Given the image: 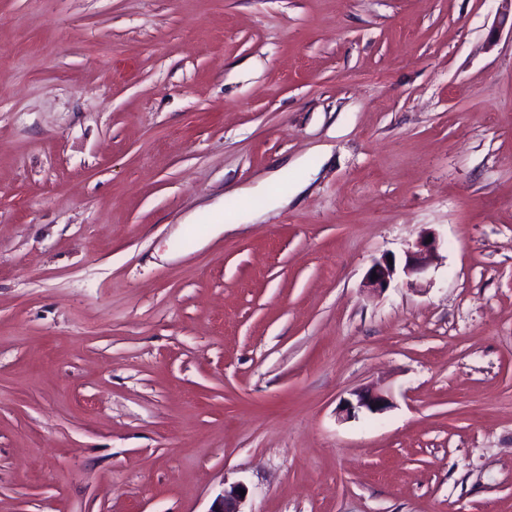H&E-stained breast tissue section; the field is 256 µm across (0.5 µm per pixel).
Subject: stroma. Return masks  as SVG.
Wrapping results in <instances>:
<instances>
[{"label":"stroma","instance_id":"stroma-1","mask_svg":"<svg viewBox=\"0 0 512 512\" xmlns=\"http://www.w3.org/2000/svg\"><path fill=\"white\" fill-rule=\"evenodd\" d=\"M284 163L304 190L224 229ZM235 483L512 512L505 0H0V512ZM428 238H432L428 242ZM416 249L406 255L402 271L407 276H421L431 266L438 250V240L434 233H428L420 238ZM397 272L396 263L392 260L389 264L388 258L384 257L374 262L366 274V287L374 291H381L387 288ZM376 273L375 279L372 274ZM355 400H346L339 410L344 420L354 418L359 412L381 413L391 406L390 398L381 392L360 391L353 394ZM375 405V408H372Z\"/></svg>","mask_w":512,"mask_h":512}]
</instances>
